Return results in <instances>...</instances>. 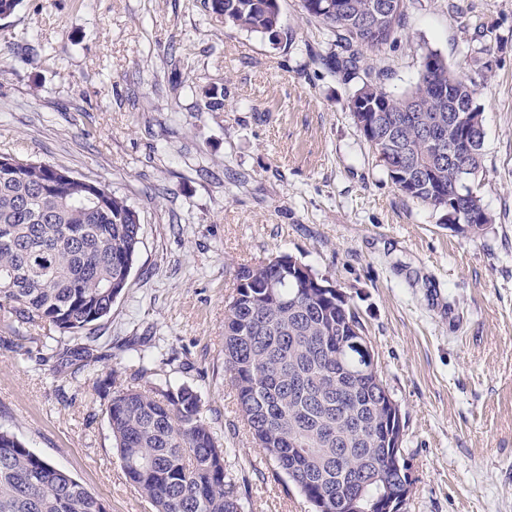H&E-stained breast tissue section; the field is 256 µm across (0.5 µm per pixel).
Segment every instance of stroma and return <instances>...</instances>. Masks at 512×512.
<instances>
[{"label": "stroma", "instance_id": "obj_1", "mask_svg": "<svg viewBox=\"0 0 512 512\" xmlns=\"http://www.w3.org/2000/svg\"><path fill=\"white\" fill-rule=\"evenodd\" d=\"M278 43L201 0H22L0 20V153L109 185L139 213L129 286L101 324L111 359L81 372L0 346V427L100 496L151 512L112 447L95 383L194 386L233 454L244 512H313L268 465L224 373V304L239 264L289 254L348 296L404 423L406 512H512V0H409L406 28L364 66L402 90L425 50L481 76L494 222L470 236L390 181L347 109L355 83L321 60L331 34L281 0ZM224 91L200 107L199 90Z\"/></svg>", "mask_w": 512, "mask_h": 512}]
</instances>
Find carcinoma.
<instances>
[{
  "instance_id": "1",
  "label": "carcinoma",
  "mask_w": 512,
  "mask_h": 512,
  "mask_svg": "<svg viewBox=\"0 0 512 512\" xmlns=\"http://www.w3.org/2000/svg\"><path fill=\"white\" fill-rule=\"evenodd\" d=\"M208 12L267 39L283 26L279 0H203ZM302 10L334 37L326 68L351 81L367 52L394 44L406 25L407 0H301ZM480 83L437 51L422 57L417 81L395 92L386 75L366 73L353 92L383 110L385 127L370 146L407 151L402 175L389 179L406 197L444 209H462L469 224L448 228L480 235L493 223L476 189L462 188L459 161L432 151L425 131L443 118L457 135L448 104L468 105ZM204 109L223 106L224 91L201 90ZM471 154L462 159L476 181L483 168V116L470 109ZM0 155V311L19 327L49 326L82 343L48 345L13 330L0 344L21 351L41 343L51 355L81 370L107 360L101 322L128 288L140 244V218L123 196L45 162ZM293 257L278 255L240 265L224 307V372L252 438L287 485L322 512H342L340 500L369 499L379 487L366 467L385 462L379 443L381 413L373 377L360 370L361 354L348 345L353 329L365 330L350 299L338 300L330 279L302 280ZM157 359L137 356L133 379L157 375ZM107 398L113 447L127 481L154 512H242L238 486L228 472L229 449L203 418L201 396L190 385L167 380L144 387L98 385ZM0 512H107L103 500L71 474L35 454L0 428Z\"/></svg>"
}]
</instances>
